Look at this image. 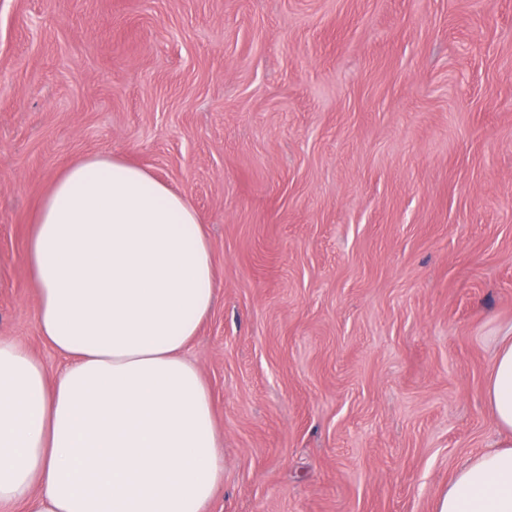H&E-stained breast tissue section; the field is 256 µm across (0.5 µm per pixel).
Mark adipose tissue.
Masks as SVG:
<instances>
[{"label":"adipose tissue","instance_id":"ef3b65f1","mask_svg":"<svg viewBox=\"0 0 512 512\" xmlns=\"http://www.w3.org/2000/svg\"><path fill=\"white\" fill-rule=\"evenodd\" d=\"M24 262L55 373L0 338V506L205 512L223 436L186 351L216 299L198 211L115 155L70 164L43 198ZM505 439L454 474L438 512H512V338L485 389Z\"/></svg>","mask_w":512,"mask_h":512}]
</instances>
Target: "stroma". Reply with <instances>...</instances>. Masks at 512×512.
I'll use <instances>...</instances> for the list:
<instances>
[{
    "mask_svg": "<svg viewBox=\"0 0 512 512\" xmlns=\"http://www.w3.org/2000/svg\"><path fill=\"white\" fill-rule=\"evenodd\" d=\"M98 153L207 231L208 512H437L501 439L512 0H0V337L50 372L24 254Z\"/></svg>",
    "mask_w": 512,
    "mask_h": 512,
    "instance_id": "stroma-1",
    "label": "stroma"
}]
</instances>
